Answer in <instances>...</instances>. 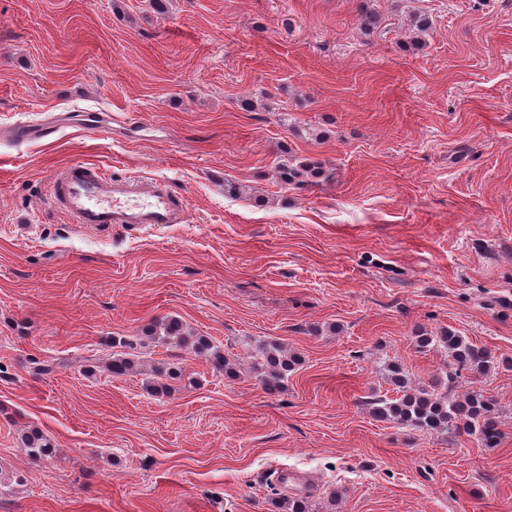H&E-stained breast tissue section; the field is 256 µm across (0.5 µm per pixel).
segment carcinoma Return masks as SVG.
Returning <instances> with one entry per match:
<instances>
[{
	"label": "carcinoma",
	"mask_w": 512,
	"mask_h": 512,
	"mask_svg": "<svg viewBox=\"0 0 512 512\" xmlns=\"http://www.w3.org/2000/svg\"><path fill=\"white\" fill-rule=\"evenodd\" d=\"M430 29L431 22L427 16L421 13L414 15L411 21L410 48L423 49L426 45L425 36ZM324 175L326 172L306 162L297 167L285 166L281 171V179L287 186L302 185L311 177ZM138 341L142 348L174 344L193 354L205 355L217 371L228 376L234 374V367L224 358L222 349L213 344L209 337L189 331L176 317L165 316L151 321L141 329ZM416 345L422 349L433 345L448 351V357L451 358L448 365V391L442 394L420 387L394 400L380 399L374 402L373 416L426 433L445 431L460 425L464 432L477 436L486 447L497 446L502 432L497 420L498 406L495 399L481 389L452 396L456 383L462 378V372H468L476 380L492 368L493 362L488 353L450 329L436 336H418ZM112 348V357L105 364L106 372L114 377L139 372L140 359L132 357L130 353V349L134 348L133 342L125 337H114ZM261 356V381L269 391L278 388L297 365V359L275 343L263 346ZM178 377V368L168 362L157 361L150 366V378L146 380L145 388L152 396L167 395L172 389L171 381ZM21 443L27 455L35 461L47 460L56 453L53 441L39 429L23 432Z\"/></svg>",
	"instance_id": "cac0c4a2"
}]
</instances>
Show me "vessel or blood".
Listing matches in <instances>:
<instances>
[{
    "instance_id": "obj_1",
    "label": "vessel or blood",
    "mask_w": 512,
    "mask_h": 512,
    "mask_svg": "<svg viewBox=\"0 0 512 512\" xmlns=\"http://www.w3.org/2000/svg\"><path fill=\"white\" fill-rule=\"evenodd\" d=\"M49 188L54 207L84 228L175 224L182 217V204L166 183L116 179L92 164L55 173Z\"/></svg>"
}]
</instances>
